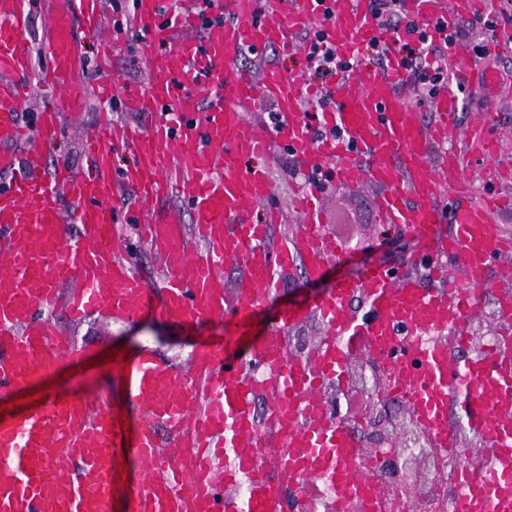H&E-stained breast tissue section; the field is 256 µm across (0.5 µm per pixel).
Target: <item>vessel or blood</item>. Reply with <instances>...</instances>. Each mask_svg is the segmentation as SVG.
<instances>
[{
  "mask_svg": "<svg viewBox=\"0 0 512 512\" xmlns=\"http://www.w3.org/2000/svg\"><path fill=\"white\" fill-rule=\"evenodd\" d=\"M205 0H190L165 19V0H137L145 30L146 86L98 84L100 98L119 93L125 111L150 114L148 125L106 123L87 134V166L76 172L58 166L45 173L43 151L59 134L63 113L78 114L83 86L76 79L75 44L68 10L51 15L52 59L35 69L24 0H0V389L23 391L63 365L83 361L43 310L64 306L73 321L100 310L131 321L153 311L185 328L220 319L229 337L203 344L187 374L177 375L150 351L112 362L128 401L140 408L127 425L121 406L101 408L95 394L57 396L32 415L0 410V512H107L124 476L121 460L142 467L138 489L125 496L124 512H282L281 493L328 488L333 512L360 498L367 512L391 496L359 466L366 456L353 432L336 422L322 402L324 389L347 380L355 357L377 355L385 392L405 403L437 450L463 458L478 456L484 468L466 477L451 512H512V336L482 359L460 366L447 342L420 346L417 335L452 329L467 342L468 324L493 295L504 316L512 315V292L490 275L493 261L512 257V239L495 232L491 214L511 200L492 196L469 201L460 181L461 154L492 157L495 147L472 127L447 163L431 152L447 141L460 110L457 90L469 87L500 97L493 72L449 54L448 82L434 96L437 114L425 124L412 100V82L397 34L381 28L371 0H286L278 15L261 0H226L223 21L201 27ZM333 18L323 21L324 9ZM408 14L443 37L458 17L487 11L486 0H406ZM323 28L339 55L360 56L378 41L385 71L357 65L319 89L266 66L252 76L239 65L245 51L276 47L298 51L296 35ZM202 30L194 38L193 30ZM62 96L40 107L36 128L22 121L30 76ZM213 92L209 109L203 93ZM323 96L320 114L327 137L314 138L303 101ZM272 111L271 126L247 127L250 112ZM289 149L305 170L349 180L362 175L379 188L384 226L423 242L432 282L378 265L357 279L337 282L330 292L287 309L276 328L239 348L232 333H246L268 295L294 264L320 277L343 247L322 229L318 189L307 186L295 199L302 222L296 234L270 247L280 214L271 206L273 183L266 167L243 169L268 154L272 144ZM135 192L134 208L122 220L158 258L159 271L144 276L129 256L115 224L124 188ZM458 202L442 204L446 195ZM177 196L192 225L157 211ZM449 223L448 234L431 229ZM77 225L68 236V225ZM238 269L225 291V266ZM363 295L368 311L355 317L350 303ZM325 334L314 355L288 349L285 335L310 318ZM404 339H397V331ZM263 365L268 384L256 383ZM270 393L277 401L269 420H258L254 400ZM461 407L479 447L460 445L448 410ZM79 460L86 472L67 483L54 460ZM248 481L246 496L235 487Z\"/></svg>",
  "mask_w": 512,
  "mask_h": 512,
  "instance_id": "vessel-or-blood-1",
  "label": "vessel or blood"
}]
</instances>
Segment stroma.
Returning a JSON list of instances; mask_svg holds the SVG:
<instances>
[{
  "label": "stroma",
  "instance_id": "35a3bbf8",
  "mask_svg": "<svg viewBox=\"0 0 512 512\" xmlns=\"http://www.w3.org/2000/svg\"><path fill=\"white\" fill-rule=\"evenodd\" d=\"M106 35L117 43L112 79L121 85L144 83L147 71L141 54L128 52V33L111 27ZM458 96L460 128L481 123L499 147L496 161L480 157L466 161L463 172L469 181L470 200H480L489 191L512 197V181L493 183L487 177L494 163L512 169V99L500 101L493 111L484 113L478 110L471 89L459 90ZM112 117L138 123L143 120L142 115L136 113L113 112L111 101L88 94L84 111L76 117L63 119L58 141L44 157L45 170H53L61 163L75 170L84 167L86 158L81 148L82 139L104 119ZM265 164L274 185L273 201L286 216L285 223L275 226L271 233L272 243L277 244L291 235L299 222L293 201L308 176L298 170L289 151L280 146L271 149ZM377 197V189L363 179L327 181L318 194L317 204L326 230L335 233L343 246V257L329 265L321 278L309 279L298 273L285 279L278 292L266 299L254 323L255 332L275 327L285 308L310 296L328 292L337 282L356 278L366 265L395 267L418 251L419 245L410 235L384 229L379 221ZM52 316L59 330L70 336L89 357L84 367L75 369L64 378L65 393L95 392L103 406L124 405L132 419L136 418L137 410L134 405L126 403L123 386L112 372L114 349L132 355L147 349L163 364L185 370L200 344L220 342L225 338L224 323L218 319L204 321L189 331L156 314L123 323L107 314L95 313L75 323L59 306L53 310Z\"/></svg>",
  "mask_w": 512,
  "mask_h": 512
}]
</instances>
